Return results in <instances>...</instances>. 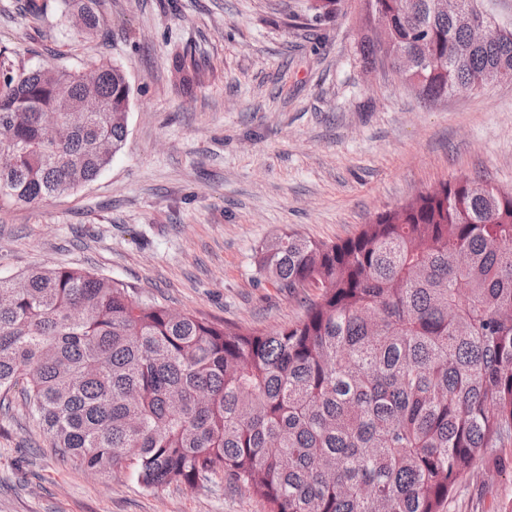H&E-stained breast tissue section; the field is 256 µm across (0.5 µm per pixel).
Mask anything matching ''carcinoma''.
<instances>
[{"instance_id":"cac0c4a2","label":"carcinoma","mask_w":512,"mask_h":512,"mask_svg":"<svg viewBox=\"0 0 512 512\" xmlns=\"http://www.w3.org/2000/svg\"><path fill=\"white\" fill-rule=\"evenodd\" d=\"M360 2L390 18L368 57H411L421 97L512 80V24L478 43L435 0ZM62 3L77 35L102 26L96 0ZM90 70L21 69L0 49V200L34 207L112 163L130 89L118 65ZM172 77L189 94L206 73L178 52ZM260 272L319 300L262 332L82 269L0 277V394L24 385L53 446L96 475L193 488L222 471L269 512H443L512 442V190L448 181L338 243L285 235Z\"/></svg>"}]
</instances>
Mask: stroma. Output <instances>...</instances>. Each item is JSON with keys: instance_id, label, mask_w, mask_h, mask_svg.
<instances>
[{"instance_id": "1", "label": "stroma", "mask_w": 512, "mask_h": 512, "mask_svg": "<svg viewBox=\"0 0 512 512\" xmlns=\"http://www.w3.org/2000/svg\"><path fill=\"white\" fill-rule=\"evenodd\" d=\"M0 0V48L25 69L104 60L130 86L111 166L38 207H0V277L88 270L177 312L272 332L320 291L278 288L258 262L288 233L323 242L459 178L512 189V81L424 101L385 63L366 68L360 0L316 19L309 0H99L100 35L76 37L51 0ZM209 73L192 94L172 51ZM0 512H268L226 475L147 489L59 456L21 401L0 412ZM446 512H512V469L484 455Z\"/></svg>"}]
</instances>
